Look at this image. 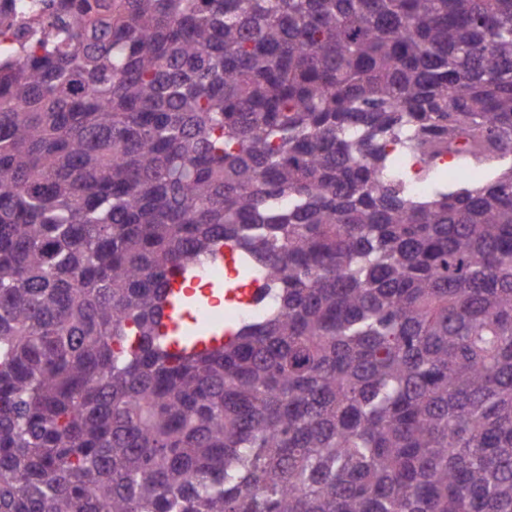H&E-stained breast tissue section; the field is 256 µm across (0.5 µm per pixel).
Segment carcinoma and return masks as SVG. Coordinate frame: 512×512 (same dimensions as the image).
<instances>
[{
	"mask_svg": "<svg viewBox=\"0 0 512 512\" xmlns=\"http://www.w3.org/2000/svg\"><path fill=\"white\" fill-rule=\"evenodd\" d=\"M511 158L512 0H52L0 55V512H512ZM226 249L261 314L192 348Z\"/></svg>",
	"mask_w": 512,
	"mask_h": 512,
	"instance_id": "cac0c4a2",
	"label": "carcinoma"
}]
</instances>
